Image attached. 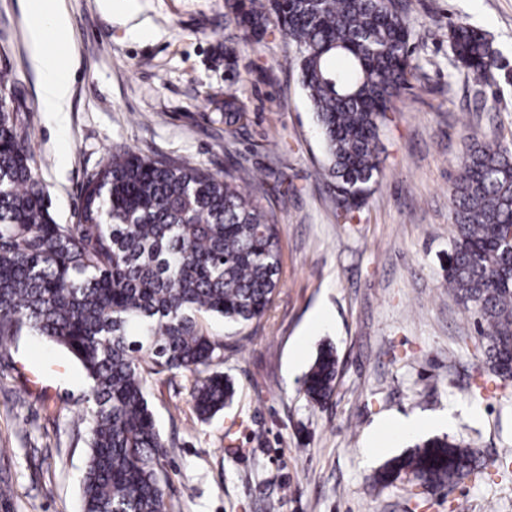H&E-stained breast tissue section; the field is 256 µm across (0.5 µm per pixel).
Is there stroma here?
Wrapping results in <instances>:
<instances>
[{"instance_id": "obj_1", "label": "stroma", "mask_w": 512, "mask_h": 512, "mask_svg": "<svg viewBox=\"0 0 512 512\" xmlns=\"http://www.w3.org/2000/svg\"><path fill=\"white\" fill-rule=\"evenodd\" d=\"M421 66L382 131V174L348 224L319 176L327 164L287 37L272 29L238 44L228 72L225 0H64L68 109L41 111L22 0H0V71L25 126L58 223L70 224L87 177L113 146L248 184L279 227L280 282L270 309L240 328L202 325L224 341L215 365L235 388L200 421L187 372H163L147 400L164 439L169 512H512V382L484 383L476 317L449 292L454 228L449 193L471 135L512 147V0H407ZM467 22L497 58L476 84L457 68L448 30ZM247 119L224 130V94ZM331 345V401L311 403L303 379ZM481 396H473L476 385ZM89 398L80 365L29 333L0 349V512H81L89 450L79 417ZM450 413L440 436L464 441L483 465L451 492L375 472L432 432L386 437L383 421Z\"/></svg>"}]
</instances>
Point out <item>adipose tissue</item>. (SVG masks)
Here are the masks:
<instances>
[{
    "instance_id": "adipose-tissue-1",
    "label": "adipose tissue",
    "mask_w": 512,
    "mask_h": 512,
    "mask_svg": "<svg viewBox=\"0 0 512 512\" xmlns=\"http://www.w3.org/2000/svg\"><path fill=\"white\" fill-rule=\"evenodd\" d=\"M40 19L28 32L31 61L40 76L39 106L44 112L66 111L70 83L68 74L46 50L47 37L65 42L69 34V20L63 0H36L34 5Z\"/></svg>"
}]
</instances>
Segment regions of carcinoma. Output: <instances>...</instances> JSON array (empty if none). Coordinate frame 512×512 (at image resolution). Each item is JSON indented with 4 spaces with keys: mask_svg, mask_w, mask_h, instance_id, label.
I'll use <instances>...</instances> for the list:
<instances>
[{
    "mask_svg": "<svg viewBox=\"0 0 512 512\" xmlns=\"http://www.w3.org/2000/svg\"><path fill=\"white\" fill-rule=\"evenodd\" d=\"M258 44L277 27L296 47L300 83L324 143L336 219L361 211L381 172L380 132L420 65L401 0H226ZM457 63L479 78L496 59L486 34L450 27ZM245 118L224 96V130ZM455 236L448 289L478 315L487 372L512 378V148L473 143L450 191ZM74 224H58L29 137L0 103V348L27 331L62 346L89 381L80 415L88 435L82 512H162L167 449L146 399L147 377L196 376L191 400L206 421L233 388L211 369L224 341L199 323L246 326L273 300L281 262L276 225L235 179L112 148L83 188ZM336 350L321 348L305 375L310 402H330ZM475 453L431 437L377 474L411 475L431 491L475 473Z\"/></svg>",
    "mask_w": 512,
    "mask_h": 512,
    "instance_id": "cac0c4a2",
    "label": "carcinoma"
}]
</instances>
